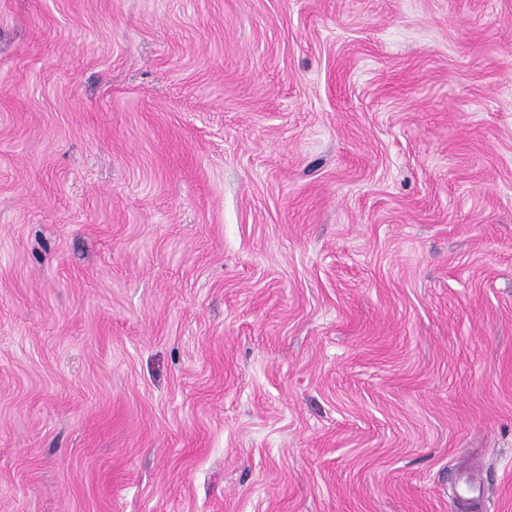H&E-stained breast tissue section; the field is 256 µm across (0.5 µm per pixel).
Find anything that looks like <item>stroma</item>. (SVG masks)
<instances>
[{
	"instance_id": "35a3bbf8",
	"label": "stroma",
	"mask_w": 512,
	"mask_h": 512,
	"mask_svg": "<svg viewBox=\"0 0 512 512\" xmlns=\"http://www.w3.org/2000/svg\"><path fill=\"white\" fill-rule=\"evenodd\" d=\"M0 512H512V0H0Z\"/></svg>"
}]
</instances>
